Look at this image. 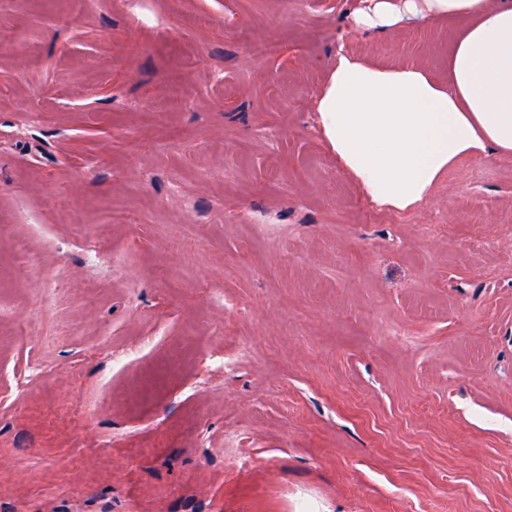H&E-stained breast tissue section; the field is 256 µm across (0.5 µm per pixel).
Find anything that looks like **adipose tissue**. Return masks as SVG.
<instances>
[{"instance_id": "adipose-tissue-1", "label": "adipose tissue", "mask_w": 512, "mask_h": 512, "mask_svg": "<svg viewBox=\"0 0 512 512\" xmlns=\"http://www.w3.org/2000/svg\"><path fill=\"white\" fill-rule=\"evenodd\" d=\"M407 16L466 19L447 83L422 65L382 68L341 52L314 105L341 167L396 211L428 199L461 157H512V0H358L350 20L385 34Z\"/></svg>"}]
</instances>
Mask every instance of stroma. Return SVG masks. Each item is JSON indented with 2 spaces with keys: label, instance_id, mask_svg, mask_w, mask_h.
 <instances>
[{
  "label": "stroma",
  "instance_id": "stroma-1",
  "mask_svg": "<svg viewBox=\"0 0 512 512\" xmlns=\"http://www.w3.org/2000/svg\"><path fill=\"white\" fill-rule=\"evenodd\" d=\"M355 2L0 0V512H512V159L375 220L311 105L464 22Z\"/></svg>",
  "mask_w": 512,
  "mask_h": 512
}]
</instances>
